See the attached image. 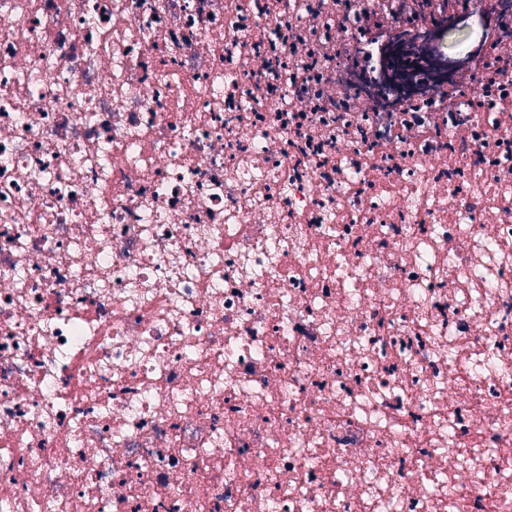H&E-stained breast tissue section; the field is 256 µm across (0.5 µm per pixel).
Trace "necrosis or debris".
Here are the masks:
<instances>
[{
  "mask_svg": "<svg viewBox=\"0 0 512 512\" xmlns=\"http://www.w3.org/2000/svg\"><path fill=\"white\" fill-rule=\"evenodd\" d=\"M379 0H0V512H512V52ZM455 1H459V4L449 13L458 14L462 23L455 35H448L443 44V51L448 62L461 64L456 71L462 81L467 82L476 56L484 48L485 43L494 39L492 37L497 32L494 30L497 19L490 9L481 16L468 18V15L462 12L464 7L461 4L465 0Z\"/></svg>",
  "mask_w": 512,
  "mask_h": 512,
  "instance_id": "necrosis-or-debris-1",
  "label": "necrosis or debris"
}]
</instances>
